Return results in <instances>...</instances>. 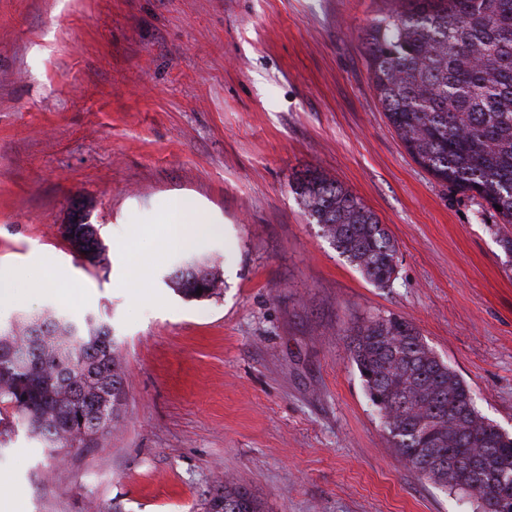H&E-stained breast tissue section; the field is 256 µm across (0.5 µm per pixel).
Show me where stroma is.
<instances>
[{
    "instance_id": "stroma-1",
    "label": "stroma",
    "mask_w": 512,
    "mask_h": 512,
    "mask_svg": "<svg viewBox=\"0 0 512 512\" xmlns=\"http://www.w3.org/2000/svg\"><path fill=\"white\" fill-rule=\"evenodd\" d=\"M393 0H0V275L42 268L0 323L54 308L112 328L126 403L111 434L47 461L0 438V512H206L219 485L264 512H474L392 447L350 360L353 326L411 322L512 433V265L497 215L422 169L371 84L364 30ZM385 224L397 273L369 283L309 221L301 171ZM192 196L189 249L155 220ZM106 261L59 227L73 197ZM213 259L218 294L168 276ZM145 286L124 287L130 272ZM197 264L203 265L206 269L205 276H210V281L212 283V288H210V294L205 297H210L215 294L217 290L220 289V286L223 284V280L221 277V271L219 267L216 265H208L198 261L197 259L191 258L175 270H173L169 275V283L170 286L178 293L183 295L186 298H203L196 295L197 291V279L196 276L187 271L189 268L196 266Z\"/></svg>"
}]
</instances>
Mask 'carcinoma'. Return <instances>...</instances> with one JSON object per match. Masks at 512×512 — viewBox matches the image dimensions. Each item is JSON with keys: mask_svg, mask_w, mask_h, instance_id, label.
<instances>
[{"mask_svg": "<svg viewBox=\"0 0 512 512\" xmlns=\"http://www.w3.org/2000/svg\"><path fill=\"white\" fill-rule=\"evenodd\" d=\"M369 76L390 124L416 163L490 207L512 258V0H403L363 37ZM295 194L323 237L373 285L394 279L397 249L375 214L315 170ZM191 258L170 286L196 297ZM30 352L0 360V435L22 425L46 457L62 460L110 432L125 398L110 326L56 309L0 328V346ZM351 360L400 456L419 477L477 499V512L512 500V436L478 411L467 384L411 323L368 320L354 329ZM208 512H261L245 487L226 481Z\"/></svg>", "mask_w": 512, "mask_h": 512, "instance_id": "obj_1", "label": "carcinoma"}]
</instances>
